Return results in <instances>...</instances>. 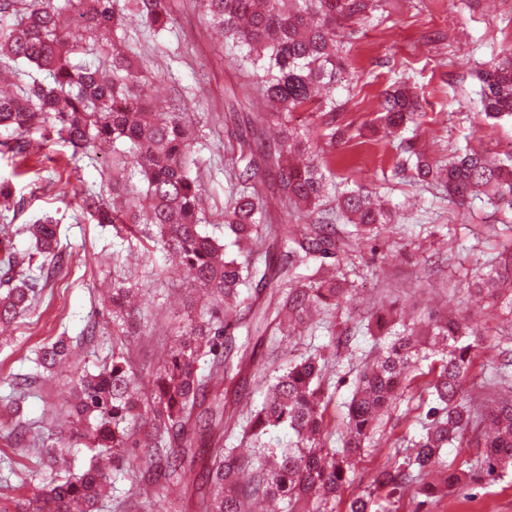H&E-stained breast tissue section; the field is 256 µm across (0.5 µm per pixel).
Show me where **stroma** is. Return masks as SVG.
I'll list each match as a JSON object with an SVG mask.
<instances>
[{
	"label": "stroma",
	"instance_id": "35a3bbf8",
	"mask_svg": "<svg viewBox=\"0 0 512 512\" xmlns=\"http://www.w3.org/2000/svg\"><path fill=\"white\" fill-rule=\"evenodd\" d=\"M168 8L174 23L166 31H149L133 14L125 29L149 69L158 106L181 98L190 107L198 135L193 171L206 191L203 229L220 237V214L233 187L227 170L240 162L241 139L262 133L265 146L254 150L251 160L270 187L275 174L270 153L280 136L273 122L261 120V74L241 62L240 50L225 44L194 0H168ZM336 39V74L305 110L321 112L325 101H334L342 138L333 145L318 137L317 150L331 183L377 195L395 206L397 217L370 239H356L352 226L337 225L336 240L344 248L333 265L350 288L346 299L312 326L292 334L272 328L253 341V364L246 389L236 398L237 410L246 415L261 403L262 377L319 346L330 357L328 415L341 422L362 359L370 349L386 346L384 332L372 334L366 326L390 304L408 321L431 311L465 318L479 352L465 389L487 401L495 392L487 380L496 374L499 351H512V316L467 283L512 245V210L480 200L458 209L442 188L415 185L399 163L410 149L430 161L466 147L498 161L512 155V121L486 119L477 77L484 63L512 46V0H383L366 19L337 29ZM401 81L417 97L424 118L418 131L389 136L374 126L377 104ZM111 161L106 154L73 163L70 147L62 143L32 149L23 158L0 155V181H11L15 190L10 208L0 207V231L27 256L34 243L25 226L52 217L64 257L63 267L38 289L31 311L0 338V507L7 512L34 483L37 457L52 444L54 418L67 408L74 372L96 371L112 356L115 256L123 258L128 287L142 293V311L158 320L154 339L137 350L143 377H150L162 353L175 345L179 321L198 302L187 270L167 264L162 252L127 248L111 225L82 213L85 193L111 197ZM343 332L351 337L349 345L337 341ZM60 337L77 343L70 362L48 371L37 368L32 361L37 347ZM17 373L33 381L14 405L9 382ZM410 404L403 399L383 416L377 445L358 464L351 492L371 484L397 440L418 437L420 427L406 412ZM401 512H512V469L493 479L476 473L463 487L422 505L405 496Z\"/></svg>",
	"mask_w": 512,
	"mask_h": 512
}]
</instances>
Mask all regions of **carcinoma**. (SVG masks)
Instances as JSON below:
<instances>
[{"instance_id":"carcinoma-1","label":"carcinoma","mask_w":512,"mask_h":512,"mask_svg":"<svg viewBox=\"0 0 512 512\" xmlns=\"http://www.w3.org/2000/svg\"><path fill=\"white\" fill-rule=\"evenodd\" d=\"M212 24L232 42L248 49L257 70L269 75L262 96L267 115L281 125L282 140L274 156L275 189L283 210L313 219L309 233L293 238L286 224L264 223L265 190L252 182L248 167L231 178L242 190L224 205L222 241L202 230L199 212L205 189L192 175L190 159L195 129L184 103L166 111L155 108L145 66L136 64L121 44L126 12L144 26L162 30L170 22L166 0H0V72L17 79L15 92L0 94V152H27L29 138L41 133L69 144L79 161L100 151L112 152V190L128 195V206L116 208L94 193L82 197V208L99 224H110L115 236L137 241L146 252L161 248L178 256L192 275L202 305L180 326V347L153 372L152 390H136L138 373L132 358L136 336L129 330L135 310L131 289L112 280V361L95 372L72 377L75 402L66 412L69 432L90 448H104L112 458L131 448L141 462L129 469L135 489L129 512H145L155 485L163 480L182 486L166 512H254L255 501L272 497L284 512H369L371 497L384 496L387 512H399L409 490L436 496L473 477L472 470L451 468L442 449L471 436L477 462L486 475L512 466V398L493 402L486 412L464 395L474 346L461 342V322L429 320L425 330L404 327L385 351L363 364L345 420L326 419L331 397L323 388L328 359L315 349L274 376L263 378L262 403L240 426L237 412L224 403V389L243 370L224 351L231 331L284 321L306 323L311 310L339 305L346 280L324 274L325 259L336 243L327 229L335 222L354 226L356 235L374 231L391 215L373 206L361 190L337 196L326 208L329 183L313 158L303 164L293 156L308 153L309 137L291 126L293 113L311 100L336 69V27L360 18L374 0H201ZM86 38L69 40L72 23ZM27 64L32 74L19 69ZM486 116L512 118V48L489 62L480 74ZM381 125L395 133L420 118L415 97L403 87L385 93L377 106ZM124 149H119V146ZM411 170L428 184L443 187L463 205L485 197L494 207L512 209V163H491L472 151L444 164L416 157ZM26 231L43 264L57 266V225L44 220ZM279 252L277 262L258 268L254 254L266 245ZM20 264L11 238L0 237V323H11L31 311L36 282L15 278ZM308 271L303 275L300 270ZM512 253L471 283L503 301L512 313ZM66 341L43 346L37 364L50 368L68 360ZM437 357L422 381L419 362ZM416 387L434 397L435 405L416 421L418 440L397 450L378 470L372 487L345 495L380 417L404 391ZM212 448L201 480L185 464L191 435ZM241 430L240 442L253 449L244 456L224 447L225 437ZM339 436L341 447L328 446ZM66 448L39 453L41 483L32 495L15 501V512H96L112 496L105 473L91 466L69 473Z\"/></svg>"}]
</instances>
